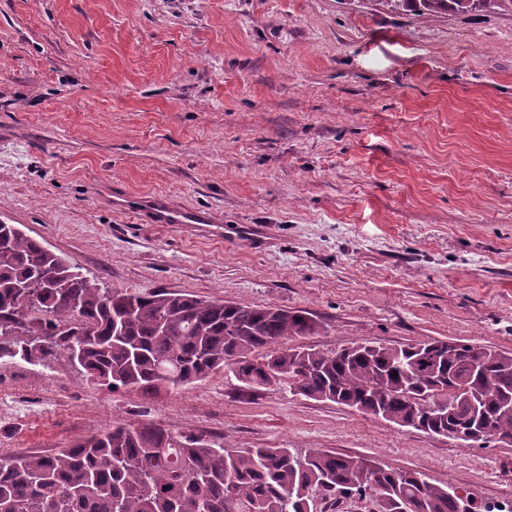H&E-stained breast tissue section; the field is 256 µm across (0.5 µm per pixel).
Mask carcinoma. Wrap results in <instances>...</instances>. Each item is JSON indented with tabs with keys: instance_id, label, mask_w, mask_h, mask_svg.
I'll return each mask as SVG.
<instances>
[{
	"instance_id": "carcinoma-1",
	"label": "carcinoma",
	"mask_w": 512,
	"mask_h": 512,
	"mask_svg": "<svg viewBox=\"0 0 512 512\" xmlns=\"http://www.w3.org/2000/svg\"><path fill=\"white\" fill-rule=\"evenodd\" d=\"M390 11L500 10L512 0H377ZM306 314L167 291H118L73 268L17 224L0 223V357L67 360L92 383L153 394L228 369L244 387L283 383L289 392L347 406L400 427L438 435L469 424L474 441L512 440V354L434 340L339 351L286 348L307 336ZM438 412L416 411L410 396ZM483 407L471 417L468 398ZM371 491L379 512H463L448 488L419 471H394L360 456L288 448L228 450L156 426L122 423L53 454L0 458V512H311L307 493Z\"/></svg>"
}]
</instances>
